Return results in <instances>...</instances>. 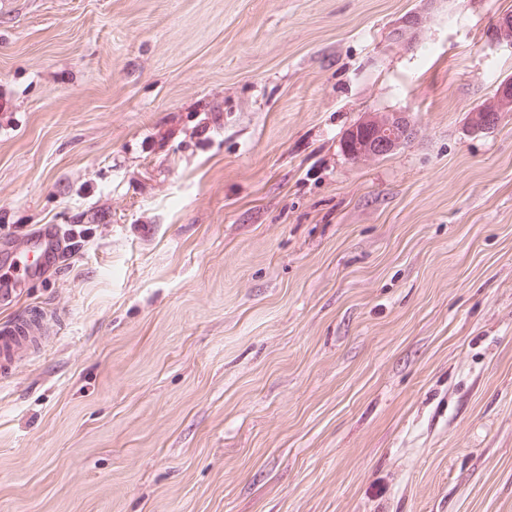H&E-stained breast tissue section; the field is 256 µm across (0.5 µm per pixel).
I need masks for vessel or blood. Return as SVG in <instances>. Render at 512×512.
Listing matches in <instances>:
<instances>
[{"mask_svg":"<svg viewBox=\"0 0 512 512\" xmlns=\"http://www.w3.org/2000/svg\"><path fill=\"white\" fill-rule=\"evenodd\" d=\"M65 248L59 225L45 224L12 250L7 263L0 265V298L14 294L13 285L25 276H33L58 266ZM44 318L30 312L22 319L0 327V378L10 377L14 366L38 348V334Z\"/></svg>","mask_w":512,"mask_h":512,"instance_id":"vessel-or-blood-1","label":"vessel or blood"}]
</instances>
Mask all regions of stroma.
<instances>
[{
	"label": "stroma",
	"mask_w": 512,
	"mask_h": 512,
	"mask_svg": "<svg viewBox=\"0 0 512 512\" xmlns=\"http://www.w3.org/2000/svg\"><path fill=\"white\" fill-rule=\"evenodd\" d=\"M510 11L0 0V261L72 232L0 303L49 319L0 512H512V112L467 125ZM365 119L375 125L378 131V140L372 145L375 153H379L381 149L383 151L395 149L403 142L411 128L405 112H390L386 116L368 113Z\"/></svg>",
	"instance_id": "obj_1"
}]
</instances>
